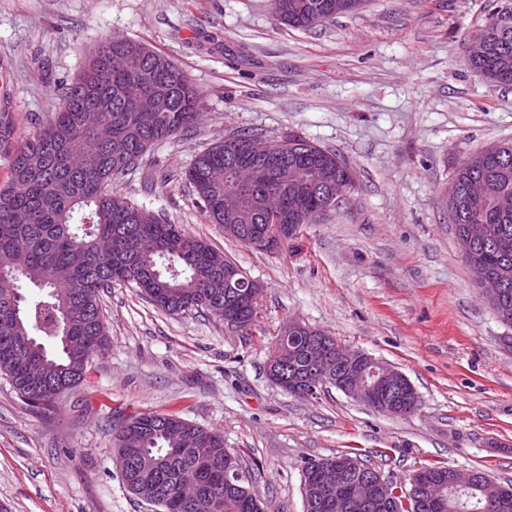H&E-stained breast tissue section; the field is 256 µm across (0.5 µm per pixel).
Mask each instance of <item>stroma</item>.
<instances>
[{
  "instance_id": "obj_1",
  "label": "stroma",
  "mask_w": 512,
  "mask_h": 512,
  "mask_svg": "<svg viewBox=\"0 0 512 512\" xmlns=\"http://www.w3.org/2000/svg\"><path fill=\"white\" fill-rule=\"evenodd\" d=\"M488 5L364 0L305 31L282 25L272 0H0V111L16 117L17 141L107 37L165 53L203 91L194 128L156 146L120 189L261 286L254 326L235 332L114 284L103 297L110 346L53 412L0 378V507L158 512L114 463L120 426L151 411L222 432L265 512H305V462L344 451L397 482L430 463L512 481V325L474 283L446 205L458 164L512 139V85L464 63ZM236 131L335 152L355 186L286 250L243 245L207 222L181 178ZM292 321L396 367L418 409L391 417L333 387L300 399L275 386L267 364Z\"/></svg>"
}]
</instances>
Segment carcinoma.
I'll return each instance as SVG.
<instances>
[{"mask_svg": "<svg viewBox=\"0 0 512 512\" xmlns=\"http://www.w3.org/2000/svg\"><path fill=\"white\" fill-rule=\"evenodd\" d=\"M362 0H273L280 21L306 30L359 10ZM512 0L490 5L471 36L466 61L494 86L512 85V29L488 25ZM204 95L163 53L135 40L101 43L89 65L62 92L61 106L22 146L12 148L16 119L0 113V150L10 180L0 185V319L14 321L13 339H0V375L32 408L48 411L80 384L93 358L109 348L100 296L126 283L170 314L201 311L215 316L224 303H207L208 283L224 276V254L207 240L147 210L118 186L148 164L151 149L195 125ZM254 137L232 133L198 154L183 174L213 224L224 221V196H249L233 224H263L258 199L267 191L288 193V216L316 221L320 199L294 184L330 179L354 184L351 167L336 153L296 137L300 151L277 180L249 188L235 178L215 185L211 172ZM490 180L496 194L471 200L469 181ZM448 214L458 224H485L486 240L467 265L473 277L491 271L512 290V140L471 153L448 187ZM26 280L40 290L30 302L19 291ZM72 309L67 331L56 318ZM116 465L129 492L162 512H264L253 486L245 496L224 487V435L176 413L148 412L117 433ZM512 512V482L497 489L445 486L441 507L425 512Z\"/></svg>", "mask_w": 512, "mask_h": 512, "instance_id": "carcinoma-1", "label": "carcinoma"}]
</instances>
